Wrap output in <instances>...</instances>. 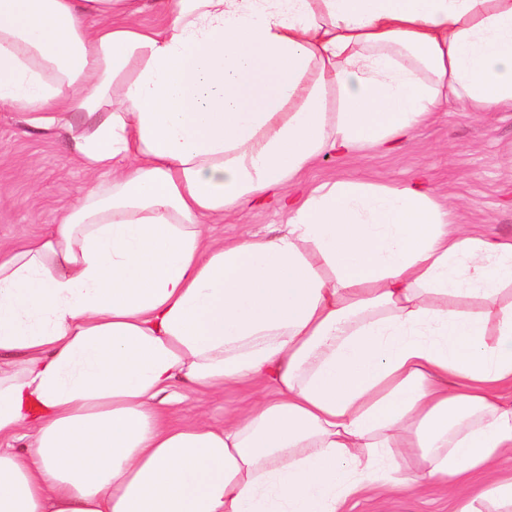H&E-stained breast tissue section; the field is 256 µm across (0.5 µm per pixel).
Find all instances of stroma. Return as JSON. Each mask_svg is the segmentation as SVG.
I'll return each mask as SVG.
<instances>
[{
	"mask_svg": "<svg viewBox=\"0 0 512 512\" xmlns=\"http://www.w3.org/2000/svg\"><path fill=\"white\" fill-rule=\"evenodd\" d=\"M62 134L33 132L13 112L0 110V249L43 234L78 199L90 174L66 150ZM344 179L391 186L421 179L447 199L449 218L477 235L512 238V111L464 112L440 103L431 121L396 142L391 151L367 146L319 158L291 187L292 196ZM287 221L276 203L225 211L207 234L227 241L268 232ZM263 385L229 386L201 395L179 388L167 407L170 420L222 423L246 410ZM454 489L426 487L381 503L361 501L353 512H457Z\"/></svg>",
	"mask_w": 512,
	"mask_h": 512,
	"instance_id": "obj_1",
	"label": "stroma"
}]
</instances>
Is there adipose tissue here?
<instances>
[{
  "instance_id": "1",
  "label": "adipose tissue",
  "mask_w": 512,
  "mask_h": 512,
  "mask_svg": "<svg viewBox=\"0 0 512 512\" xmlns=\"http://www.w3.org/2000/svg\"><path fill=\"white\" fill-rule=\"evenodd\" d=\"M138 3L0 0V108L105 176L0 251V512H346L428 483L512 512V239L420 183L289 199L438 100L512 106V0H159L160 29ZM271 193L284 230L206 237ZM180 383L271 394L176 426Z\"/></svg>"
}]
</instances>
